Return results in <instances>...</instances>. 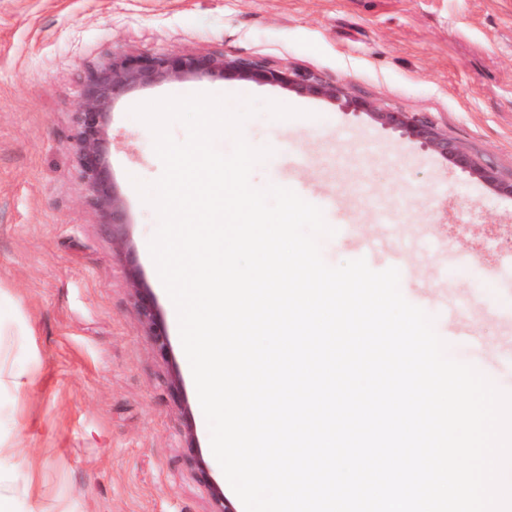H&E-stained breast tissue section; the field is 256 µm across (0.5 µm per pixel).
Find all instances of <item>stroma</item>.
<instances>
[{"mask_svg": "<svg viewBox=\"0 0 512 512\" xmlns=\"http://www.w3.org/2000/svg\"><path fill=\"white\" fill-rule=\"evenodd\" d=\"M232 53L311 71L380 106L428 117L476 163L512 179V0H0V437L25 451L43 512H215L229 483L187 369L173 303L148 250L158 217L134 180L163 166L130 114L166 96L257 101L243 129L270 148L256 187H288L363 234L390 228L415 250L401 291L419 286L440 337L445 304L487 354L512 328V198L362 114L235 79L140 86L109 114L106 158L127 248L90 202L74 148L87 75L113 52ZM137 270L168 329L148 336L129 282ZM494 289L487 298L485 289ZM180 393H173V386Z\"/></svg>", "mask_w": 512, "mask_h": 512, "instance_id": "stroma-1", "label": "stroma"}]
</instances>
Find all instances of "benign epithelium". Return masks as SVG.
<instances>
[{
  "instance_id": "1",
  "label": "benign epithelium",
  "mask_w": 512,
  "mask_h": 512,
  "mask_svg": "<svg viewBox=\"0 0 512 512\" xmlns=\"http://www.w3.org/2000/svg\"><path fill=\"white\" fill-rule=\"evenodd\" d=\"M190 77L235 78L260 85H271L301 95L327 99L345 112L365 114L381 126L419 143L453 165L492 186L496 192L512 197V179L503 180L490 168L481 167L470 155L458 150L430 120L408 112L386 109L372 100L352 94L348 88L329 84L312 73L274 68L261 60L244 59L228 53L191 56L164 54H112V60L90 73L83 99L75 115V149L91 200L104 223H127L123 200L111 181L106 163L107 126L115 98L139 86L178 81ZM136 305L158 350L168 348V334L159 318L153 295L131 274Z\"/></svg>"
}]
</instances>
